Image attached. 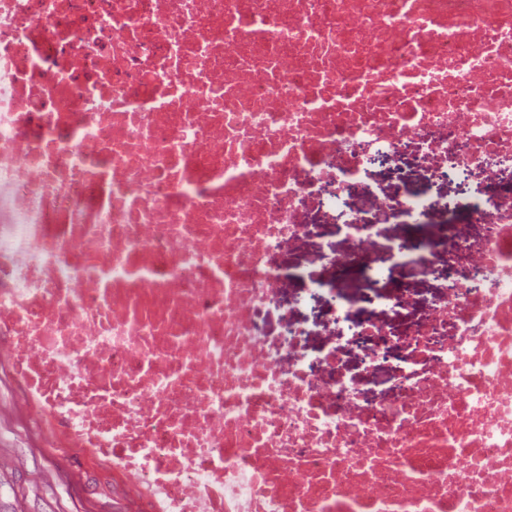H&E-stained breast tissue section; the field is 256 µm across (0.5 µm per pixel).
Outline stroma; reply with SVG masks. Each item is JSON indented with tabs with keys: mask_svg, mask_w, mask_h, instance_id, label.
Returning a JSON list of instances; mask_svg holds the SVG:
<instances>
[{
	"mask_svg": "<svg viewBox=\"0 0 512 512\" xmlns=\"http://www.w3.org/2000/svg\"><path fill=\"white\" fill-rule=\"evenodd\" d=\"M398 281L415 303L397 324L421 316L437 297L436 281L402 269ZM129 497L90 455H60L22 413V399L8 379L0 380V512H129Z\"/></svg>",
	"mask_w": 512,
	"mask_h": 512,
	"instance_id": "1",
	"label": "stroma"
}]
</instances>
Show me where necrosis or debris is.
<instances>
[{"label": "necrosis or debris", "instance_id": "obj_1", "mask_svg": "<svg viewBox=\"0 0 512 512\" xmlns=\"http://www.w3.org/2000/svg\"><path fill=\"white\" fill-rule=\"evenodd\" d=\"M406 152L495 188L414 253ZM511 171L512 0H0V372L135 512H512ZM405 263L436 303L352 313ZM320 323L397 350L389 398ZM375 178L382 181L390 196L398 199V186L403 182H409L419 189L426 188L429 179V173L420 170L410 160L406 159L395 168L380 167L377 169ZM342 359L349 371L358 373L363 378V389L367 398L380 399L391 394L395 380L389 368L382 367L377 373L365 372L349 350L343 353Z\"/></svg>", "mask_w": 512, "mask_h": 512}]
</instances>
